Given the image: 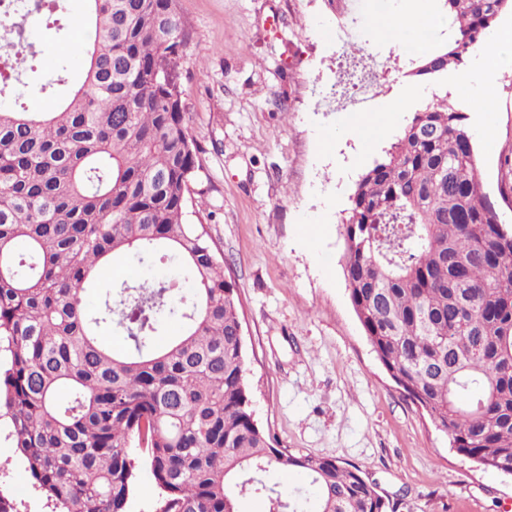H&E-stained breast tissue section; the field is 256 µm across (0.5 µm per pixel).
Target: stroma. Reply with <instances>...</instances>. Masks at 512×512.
Listing matches in <instances>:
<instances>
[{
	"mask_svg": "<svg viewBox=\"0 0 512 512\" xmlns=\"http://www.w3.org/2000/svg\"><path fill=\"white\" fill-rule=\"evenodd\" d=\"M71 25L26 35L47 61L4 102L52 110L63 87L42 91L50 61L78 81L87 0H64ZM425 6L439 19L415 44L378 34V17ZM187 39L179 80L200 166L185 219L204 225L241 305L247 381L258 424L280 447L332 457L376 482L396 512H512V475L452 450L447 436L379 361L351 305L342 269L343 224L361 174L385 154L435 92L467 115L486 190L512 225V64L484 115L456 72L412 77L423 52L454 37L444 0H176ZM344 29L343 42L333 32ZM367 54L386 71L368 113L340 112L321 96L341 58ZM379 131L360 138L352 123ZM494 140L483 134L486 122ZM0 494L19 512H48L16 448L0 436Z\"/></svg>",
	"mask_w": 512,
	"mask_h": 512,
	"instance_id": "35a3bbf8",
	"label": "stroma"
}]
</instances>
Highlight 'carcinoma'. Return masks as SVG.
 Segmentation results:
<instances>
[{
	"instance_id": "obj_1",
	"label": "carcinoma",
	"mask_w": 512,
	"mask_h": 512,
	"mask_svg": "<svg viewBox=\"0 0 512 512\" xmlns=\"http://www.w3.org/2000/svg\"><path fill=\"white\" fill-rule=\"evenodd\" d=\"M84 75L53 112L0 109V409L54 512H128L133 450L157 512H387L376 485L330 457L293 454L254 418L234 287L202 224L185 223L199 148L183 90L163 75L186 31L174 0H88ZM502 0H445L459 65ZM7 47L26 62L18 26ZM466 115L433 96L356 183L344 224L352 307L393 381L485 469L512 470V228L478 170ZM174 263L178 278L125 283L87 311L115 255ZM179 334L159 346L164 322ZM123 333L111 350L101 332ZM305 475L308 505L266 480Z\"/></svg>"
}]
</instances>
